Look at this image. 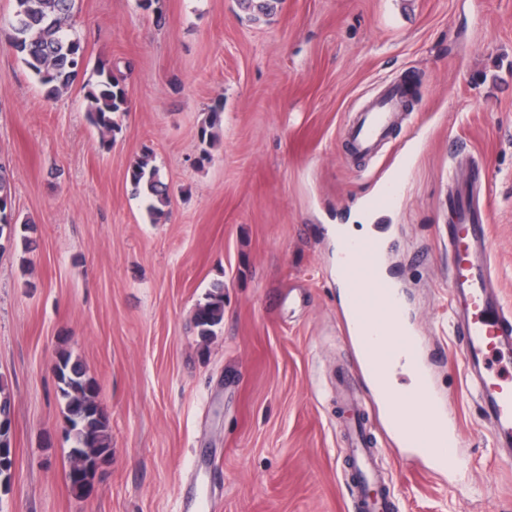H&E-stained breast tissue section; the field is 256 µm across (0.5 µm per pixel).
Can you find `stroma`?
<instances>
[{
    "label": "stroma",
    "mask_w": 512,
    "mask_h": 512,
    "mask_svg": "<svg viewBox=\"0 0 512 512\" xmlns=\"http://www.w3.org/2000/svg\"><path fill=\"white\" fill-rule=\"evenodd\" d=\"M87 67L47 98L0 29V164L28 242L0 247V377L13 396L16 462L0 512H351L336 372L344 335L337 225L387 243L384 269L440 397L460 463L444 474L391 447L364 410L398 512H512V458L459 389L448 305L454 153L485 167L493 264L512 308V0H284L250 20L239 0H78ZM128 111L102 147L84 86L98 63ZM402 77L409 112L375 158L344 129ZM223 104L212 159L199 130ZM170 203L151 218L127 179L144 149ZM397 177V206L366 203ZM224 320L192 317L214 283ZM100 388L112 463L92 496L66 484L69 445L53 373L59 349Z\"/></svg>",
    "instance_id": "35a3bbf8"
}]
</instances>
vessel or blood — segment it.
<instances>
[{"label": "vessel or blood", "mask_w": 512, "mask_h": 512, "mask_svg": "<svg viewBox=\"0 0 512 512\" xmlns=\"http://www.w3.org/2000/svg\"><path fill=\"white\" fill-rule=\"evenodd\" d=\"M402 93L389 84L369 101L347 130L353 149L362 155L377 151L392 125V112ZM468 183L452 186L448 200L455 220L448 226V296L458 315L457 334L463 365V385L475 386L484 417L497 442L512 441V312L502 306L490 263L491 226L485 212L471 201V188L484 183L478 164L468 166ZM398 184L385 183L369 200L372 212L383 213L397 203ZM341 247L339 263L345 282L347 330L377 393L386 397L385 427L397 448L413 458L445 470L455 466L459 443L448 431L447 413L432 391V379L423 364L420 343L407 327L399 290L383 272L384 242L375 236L361 239L335 235ZM403 364L415 377L412 392L389 390V372ZM349 465L356 479L354 512H393L389 497L374 495L380 483L373 442L366 434L348 435Z\"/></svg>", "instance_id": "b4317fda"}]
</instances>
